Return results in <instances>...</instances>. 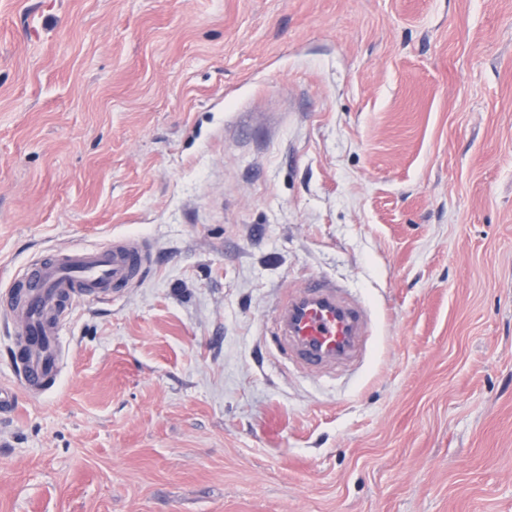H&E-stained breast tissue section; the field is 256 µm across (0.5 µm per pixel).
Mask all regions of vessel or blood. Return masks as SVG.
Listing matches in <instances>:
<instances>
[{
  "label": "vessel or blood",
  "mask_w": 512,
  "mask_h": 512,
  "mask_svg": "<svg viewBox=\"0 0 512 512\" xmlns=\"http://www.w3.org/2000/svg\"><path fill=\"white\" fill-rule=\"evenodd\" d=\"M147 266V248L134 238H115L97 249L49 251L27 267L11 290L0 295V312L19 325L16 362L29 394H46L58 383L60 313L75 297L106 298L134 287ZM370 334L367 308L322 276L285 288L273 317L277 346L318 373L360 360Z\"/></svg>",
  "instance_id": "b4317fda"
}]
</instances>
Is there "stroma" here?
<instances>
[{
  "mask_svg": "<svg viewBox=\"0 0 512 512\" xmlns=\"http://www.w3.org/2000/svg\"><path fill=\"white\" fill-rule=\"evenodd\" d=\"M127 236L50 393L0 316V512H512V0H0V292ZM311 275L333 376L267 344ZM277 346L307 369L327 373L360 360L371 336L368 309L343 287L310 276L285 288L273 317Z\"/></svg>",
  "mask_w": 512,
  "mask_h": 512,
  "instance_id": "1",
  "label": "stroma"
}]
</instances>
